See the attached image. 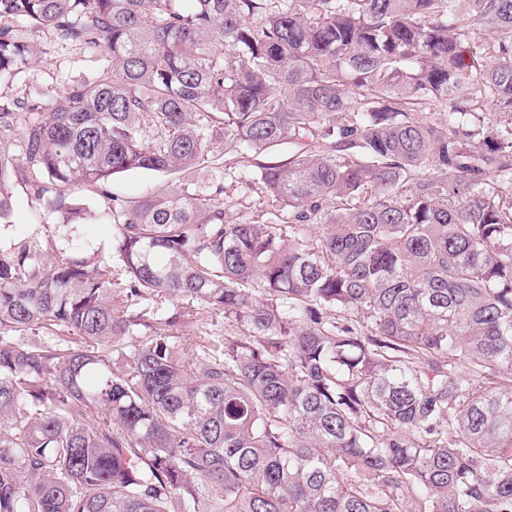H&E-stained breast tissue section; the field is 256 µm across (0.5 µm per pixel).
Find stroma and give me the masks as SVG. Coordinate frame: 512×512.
<instances>
[{
    "mask_svg": "<svg viewBox=\"0 0 512 512\" xmlns=\"http://www.w3.org/2000/svg\"><path fill=\"white\" fill-rule=\"evenodd\" d=\"M28 40L43 49L44 54L23 67L15 78L0 81L1 104L22 99L35 87L54 90L64 82L86 78L101 67L99 55L75 45L59 44L49 31L32 30ZM293 150V145L284 143L258 155L240 144L227 145L218 141L211 146L216 164L188 175L147 171L121 173L113 177L112 191L115 196L131 201L171 184L190 182L195 190L222 204L227 220L266 224L274 221L277 208L265 200L262 186L254 177L255 166L269 161L287 162ZM11 192L12 217L10 223L0 224V240L32 238L47 254L87 240L97 254L111 255L113 225L102 213L98 198L88 191H80L79 196L87 208L96 210L97 215L94 220L71 225L65 224L63 216L47 214L30 185L13 182Z\"/></svg>",
    "mask_w": 512,
    "mask_h": 512,
    "instance_id": "35a3bbf8",
    "label": "stroma"
}]
</instances>
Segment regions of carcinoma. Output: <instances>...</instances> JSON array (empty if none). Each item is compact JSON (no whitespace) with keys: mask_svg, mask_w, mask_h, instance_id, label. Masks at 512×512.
I'll return each mask as SVG.
<instances>
[{"mask_svg":"<svg viewBox=\"0 0 512 512\" xmlns=\"http://www.w3.org/2000/svg\"><path fill=\"white\" fill-rule=\"evenodd\" d=\"M32 28L106 64L0 109V223L84 187L126 277L0 244V512H512V0H0V81ZM213 139L288 223L112 195Z\"/></svg>","mask_w":512,"mask_h":512,"instance_id":"1","label":"carcinoma"}]
</instances>
